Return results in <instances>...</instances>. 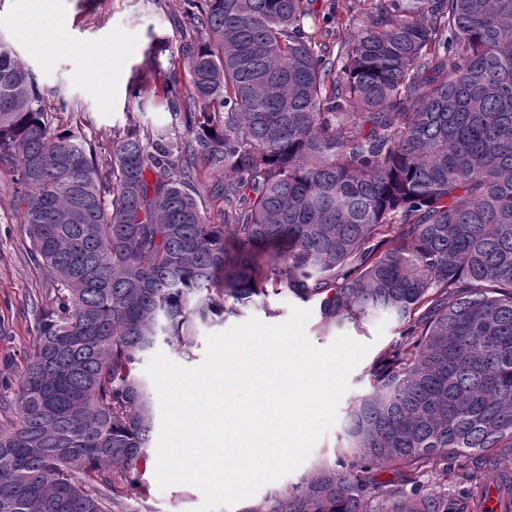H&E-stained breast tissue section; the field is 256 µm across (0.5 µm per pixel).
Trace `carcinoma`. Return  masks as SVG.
Segmentation results:
<instances>
[{
    "label": "carcinoma",
    "instance_id": "obj_1",
    "mask_svg": "<svg viewBox=\"0 0 512 512\" xmlns=\"http://www.w3.org/2000/svg\"><path fill=\"white\" fill-rule=\"evenodd\" d=\"M313 2L183 0L200 37L181 45L188 85L163 93L192 138L135 126L105 170L51 131L0 40V160L54 288L0 394V512H112V476L138 494L144 355L189 353L270 285L327 328L388 313L409 339L349 405L334 459L245 512H449L448 460L512 451V0H361L333 58ZM382 463L405 470L385 490ZM495 490L512 502L511 471Z\"/></svg>",
    "mask_w": 512,
    "mask_h": 512
}]
</instances>
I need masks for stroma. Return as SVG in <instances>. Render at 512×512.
<instances>
[{
    "label": "stroma",
    "mask_w": 512,
    "mask_h": 512,
    "mask_svg": "<svg viewBox=\"0 0 512 512\" xmlns=\"http://www.w3.org/2000/svg\"><path fill=\"white\" fill-rule=\"evenodd\" d=\"M317 28H328L324 41L337 49L339 39L353 35L363 14L357 0H316ZM0 21L20 58L32 70L51 116L54 132H74L92 145L101 166H108L112 147L131 125L182 140L190 131L162 101L170 74L184 76L183 60L172 54L188 30L180 0H0ZM64 31L73 43L64 51L47 41L48 30ZM52 288L34 262L31 244L15 203L12 164L0 163V381L16 380L35 350L39 318ZM300 301L288 290L269 294L264 302L221 323L200 325L189 354L165 348V355L187 367L200 364L208 334L255 318L266 324L285 322ZM403 327L390 315H377L342 333L371 349L349 375V388L338 409L369 386L382 353L401 339ZM311 315L306 335L313 345L328 347L338 333ZM156 463L141 470L143 496L119 495L112 512H196L202 492L191 485L159 488Z\"/></svg>",
    "instance_id": "1"
}]
</instances>
